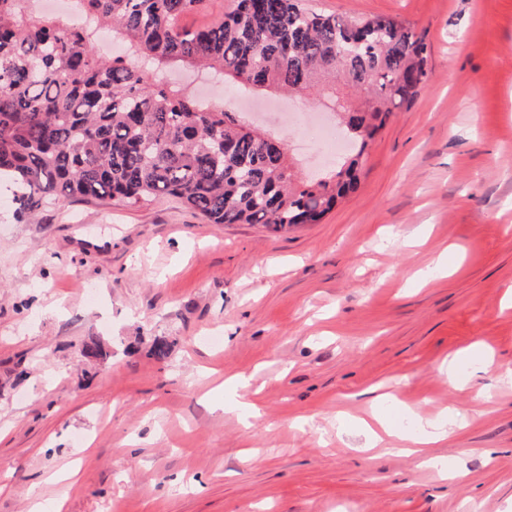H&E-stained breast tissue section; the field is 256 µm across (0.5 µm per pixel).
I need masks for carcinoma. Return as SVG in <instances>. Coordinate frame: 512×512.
<instances>
[{
  "instance_id": "cac0c4a2",
  "label": "carcinoma",
  "mask_w": 512,
  "mask_h": 512,
  "mask_svg": "<svg viewBox=\"0 0 512 512\" xmlns=\"http://www.w3.org/2000/svg\"><path fill=\"white\" fill-rule=\"evenodd\" d=\"M30 0H0V179L22 214L49 196L138 205L174 197L212 224H317L360 186L365 152L428 77L427 45L393 17L343 19L296 0H232L210 22L181 20L204 0H77L83 22L56 27ZM99 27L130 55L105 60ZM203 66L260 89L303 92L343 77L349 155L298 178L276 138L207 107L142 64Z\"/></svg>"
}]
</instances>
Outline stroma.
<instances>
[{
    "mask_svg": "<svg viewBox=\"0 0 512 512\" xmlns=\"http://www.w3.org/2000/svg\"><path fill=\"white\" fill-rule=\"evenodd\" d=\"M301 4L399 17L430 50L359 191L321 223L211 224L171 197H59L28 218L0 191V512H512V0ZM167 77L207 80L210 102L238 108L220 78ZM255 99L277 104L250 119L302 176L335 168L284 118L335 123L325 97ZM92 336L106 360L83 357ZM476 341L488 371L470 369ZM451 357L472 388L439 373ZM239 375L261 410L247 424L227 383ZM389 384L400 428L468 411L483 389L485 414L434 450L462 477L365 447L357 421Z\"/></svg>",
    "mask_w": 512,
    "mask_h": 512,
    "instance_id": "35a3bbf8",
    "label": "stroma"
}]
</instances>
